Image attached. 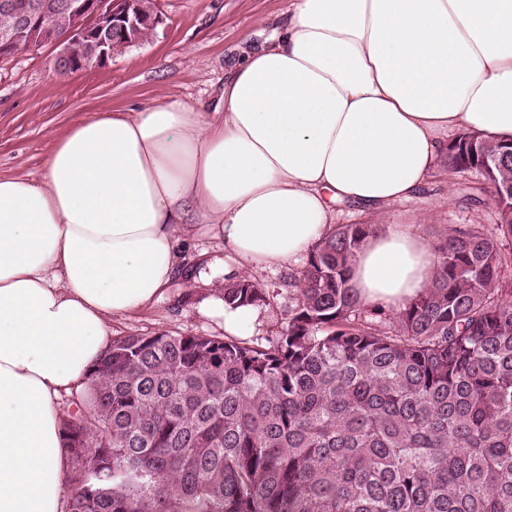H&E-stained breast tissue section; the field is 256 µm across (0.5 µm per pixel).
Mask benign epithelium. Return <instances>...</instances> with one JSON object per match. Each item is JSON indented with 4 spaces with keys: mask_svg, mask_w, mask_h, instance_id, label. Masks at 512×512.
<instances>
[{
    "mask_svg": "<svg viewBox=\"0 0 512 512\" xmlns=\"http://www.w3.org/2000/svg\"><path fill=\"white\" fill-rule=\"evenodd\" d=\"M161 22L159 7L144 0H39L31 15L1 30L0 39L12 44L15 57L51 47L55 61L86 69L109 64L128 46L114 33L144 26L153 34Z\"/></svg>",
    "mask_w": 512,
    "mask_h": 512,
    "instance_id": "7a95c632",
    "label": "benign epithelium"
}]
</instances>
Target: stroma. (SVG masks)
<instances>
[{
  "label": "stroma",
  "mask_w": 512,
  "mask_h": 512,
  "mask_svg": "<svg viewBox=\"0 0 512 512\" xmlns=\"http://www.w3.org/2000/svg\"><path fill=\"white\" fill-rule=\"evenodd\" d=\"M164 23L154 36L116 56L110 65L67 77L54 68L55 52L0 61V176H40L53 141L90 112L126 111L165 99L216 102L224 87V67L245 43L262 42L271 21L288 0H158ZM458 177L437 169L418 194L390 204L391 224H417L424 236L453 224H492L491 207L470 209ZM185 262L162 296L150 306L112 318L113 335L170 332L185 336L222 333L221 318L209 314L212 290L198 283L199 257L213 264L215 280L224 278V253L209 238L189 239ZM250 276L272 293L260 306L254 333L280 330L291 303L284 269H256Z\"/></svg>",
  "instance_id": "1"
}]
</instances>
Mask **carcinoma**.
Here are the masks:
<instances>
[{
	"instance_id": "obj_1",
	"label": "carcinoma",
	"mask_w": 512,
	"mask_h": 512,
	"mask_svg": "<svg viewBox=\"0 0 512 512\" xmlns=\"http://www.w3.org/2000/svg\"><path fill=\"white\" fill-rule=\"evenodd\" d=\"M443 165L495 224L435 230L399 312L349 286L369 221L289 275L272 338H112L61 417L67 512H512V147L463 132ZM222 291L270 301L247 275Z\"/></svg>"
}]
</instances>
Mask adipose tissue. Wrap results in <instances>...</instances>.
<instances>
[{
  "label": "adipose tissue",
  "mask_w": 512,
  "mask_h": 512,
  "mask_svg": "<svg viewBox=\"0 0 512 512\" xmlns=\"http://www.w3.org/2000/svg\"><path fill=\"white\" fill-rule=\"evenodd\" d=\"M462 130L512 138V0H288L215 105L93 112L39 178L0 176V512H62L57 398L87 385L110 318L169 287L189 237L240 271L292 269L352 203L378 227L350 287L392 313L422 294L433 243L383 208ZM207 310L234 336L258 318L219 290Z\"/></svg>",
  "instance_id": "obj_1"
}]
</instances>
